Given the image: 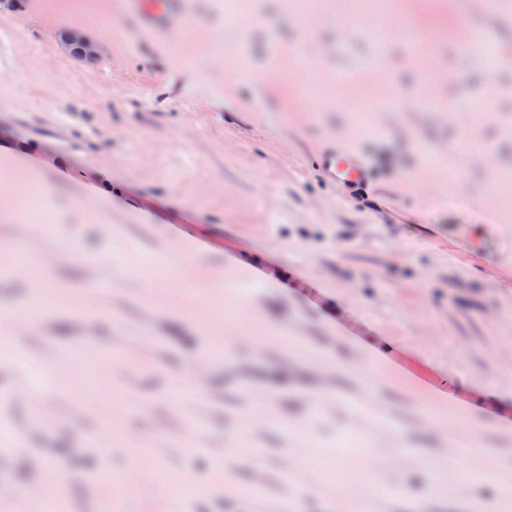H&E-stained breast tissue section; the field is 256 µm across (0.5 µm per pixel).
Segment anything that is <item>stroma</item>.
<instances>
[{
    "label": "stroma",
    "mask_w": 512,
    "mask_h": 512,
    "mask_svg": "<svg viewBox=\"0 0 512 512\" xmlns=\"http://www.w3.org/2000/svg\"><path fill=\"white\" fill-rule=\"evenodd\" d=\"M381 12L382 42L354 0H320L312 31L279 0H0V269L29 225L58 298L0 353V430L24 439L0 442L11 487L58 468L51 512H352L379 481L396 492L370 512H512V493H452L430 469L474 439L465 471L512 478V7ZM402 16L432 33L447 83L417 73ZM198 28L239 33L237 56L206 54ZM475 28L502 45L494 72L457 54ZM65 31L100 57L65 52ZM303 63L323 95L296 84ZM430 92L443 111H420ZM331 147L367 187L321 169ZM174 256L171 283L156 270ZM98 275L115 284L84 304ZM201 360L203 394L176 400ZM134 459L187 494L113 496L105 477ZM258 473L244 504L234 488Z\"/></svg>",
    "instance_id": "obj_1"
}]
</instances>
